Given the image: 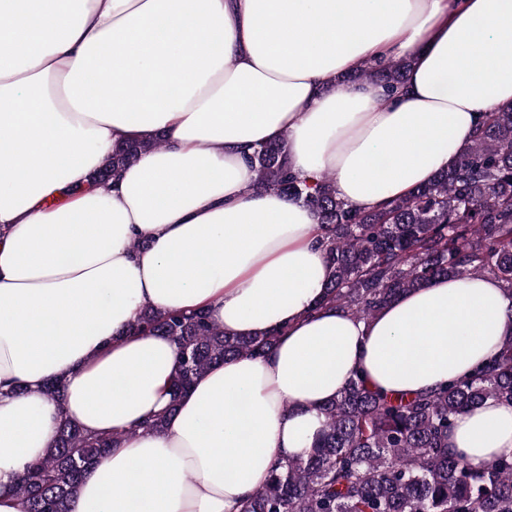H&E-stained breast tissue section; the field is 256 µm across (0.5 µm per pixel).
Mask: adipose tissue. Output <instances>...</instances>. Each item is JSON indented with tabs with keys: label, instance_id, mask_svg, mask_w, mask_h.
I'll return each instance as SVG.
<instances>
[{
	"label": "adipose tissue",
	"instance_id": "ef3b65f1",
	"mask_svg": "<svg viewBox=\"0 0 512 512\" xmlns=\"http://www.w3.org/2000/svg\"><path fill=\"white\" fill-rule=\"evenodd\" d=\"M398 59L401 92L352 77ZM509 105L512 0H0V512H23L17 478L64 417L134 433L69 512H240L271 465L312 448L354 373L416 393L485 362L512 333L498 280L439 277L366 321L317 308V218L253 189L247 157L287 139L296 174L332 173L340 199L378 210ZM146 303L279 336L175 400L174 346L130 329ZM51 378L63 401L43 394ZM151 414L163 432L137 429ZM448 446L512 457V407L459 416ZM162 145V141L152 140L143 143L126 145L117 149L113 154L108 156L104 162L103 168L95 178L98 182H103L111 175L126 166L136 163L142 154L152 151Z\"/></svg>",
	"mask_w": 512,
	"mask_h": 512
}]
</instances>
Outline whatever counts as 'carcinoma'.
Segmentation results:
<instances>
[{"instance_id":"obj_1","label":"carcinoma","mask_w":512,"mask_h":512,"mask_svg":"<svg viewBox=\"0 0 512 512\" xmlns=\"http://www.w3.org/2000/svg\"><path fill=\"white\" fill-rule=\"evenodd\" d=\"M404 59L363 65L356 76L391 89ZM162 145H127L108 156L96 181ZM283 139L250 158L258 192H280L317 214L330 268L324 302L369 320L399 294L436 277L492 276L512 296V107L486 113L453 167L383 211H360L336 196L332 176L309 183L288 167ZM135 328L167 337L178 353L173 398L228 357H259L281 332L229 336L204 310L170 312L146 303ZM486 400L512 406V335L468 375L416 394L389 395L356 377L323 408L311 451L277 463L243 512H512V458L474 465L448 448L455 420ZM125 434L95 438L61 417L45 455L17 493L27 512H65L86 469Z\"/></svg>"}]
</instances>
